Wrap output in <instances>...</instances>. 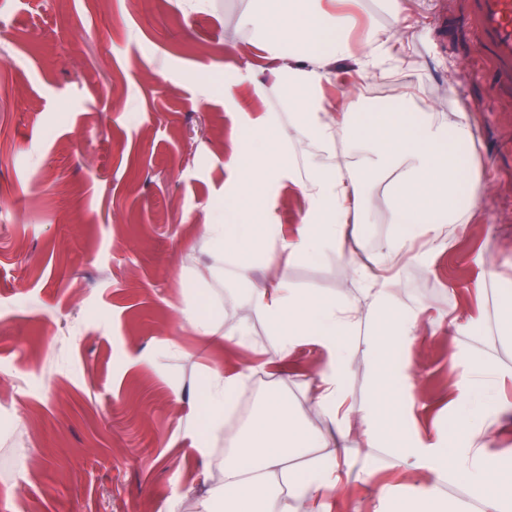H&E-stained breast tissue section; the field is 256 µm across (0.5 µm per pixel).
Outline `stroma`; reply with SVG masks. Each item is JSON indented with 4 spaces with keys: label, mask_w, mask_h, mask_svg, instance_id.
<instances>
[{
    "label": "stroma",
    "mask_w": 512,
    "mask_h": 512,
    "mask_svg": "<svg viewBox=\"0 0 512 512\" xmlns=\"http://www.w3.org/2000/svg\"><path fill=\"white\" fill-rule=\"evenodd\" d=\"M360 0L363 27L402 28L388 70L346 85L375 111L374 89L412 83L414 110L441 104L467 112L473 172L484 185L477 220L451 250L405 267L401 305L424 311L410 354L420 379L408 434L447 425L463 366L453 365L451 317L485 314L471 338L512 369L495 343L496 285L512 288V99L493 80L470 0ZM253 0H0V512H196L222 479L224 454L246 420L201 455L198 431L208 372L243 383L237 402L257 409L277 393L304 405L303 382L318 354L297 347L282 368L261 370L276 341L266 320L224 278L202 237L208 206L235 187L233 150L254 120L280 102L269 53L242 18ZM253 80L233 98L211 92L227 66ZM392 177L369 187V223L357 250L374 254L394 231ZM491 247L495 261L476 258ZM277 276L319 296L359 298L343 259L290 261ZM484 280L476 297L471 285ZM219 304L225 326L247 322L248 342L203 343L184 320L191 306ZM348 498L385 485L397 496L417 481L382 452L356 458Z\"/></svg>",
    "instance_id": "35a3bbf8"
}]
</instances>
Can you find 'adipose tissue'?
I'll list each match as a JSON object with an SVG mask.
<instances>
[{
    "mask_svg": "<svg viewBox=\"0 0 512 512\" xmlns=\"http://www.w3.org/2000/svg\"><path fill=\"white\" fill-rule=\"evenodd\" d=\"M355 0H262L243 19L271 47L277 63L271 95L286 99L283 118L262 116L252 128L246 153L230 162L243 172L224 204L203 218L207 243L246 284L248 305L263 315L279 336L276 356L286 360L296 346L324 353L325 361L305 382L311 414L330 425L327 433L308 429L302 415L281 396H271L256 414L255 429L224 456V481L211 486L201 512H330L331 499L347 488L341 477L350 445L379 449L406 470H429V487L405 502L382 488L373 506L353 512H512V469L492 460L494 417L502 388L512 383L504 370L480 352L458 348L455 357L468 367L450 403L454 423L433 437L398 443L394 427H407L413 414L418 379L412 359L373 369V384L386 377L401 385V413L389 424L376 398L355 403L346 379L356 354L348 338L365 323L375 332L366 342L371 358L393 343L414 345L423 333L419 311L400 307L397 273L412 261H425L452 246L457 232L471 223L484 187L463 154L473 141L467 113L437 106L410 110L412 87L394 90L395 109L372 112L351 93L335 103L320 90L336 62L350 58L356 73L369 77L394 55L400 30L367 29L361 52L349 33ZM395 173L389 197L394 233L376 258L354 249L358 225L369 218L368 186ZM295 185L306 202L291 232H283L269 192L280 179ZM336 251L346 257L360 297L309 296L279 278L253 282L247 256L283 254L289 260ZM240 385L239 376L216 368L209 373L204 440L224 430L225 411ZM450 484L467 486L463 499L445 497Z\"/></svg>",
    "mask_w": 512,
    "mask_h": 512,
    "instance_id": "adipose-tissue-1",
    "label": "adipose tissue"
}]
</instances>
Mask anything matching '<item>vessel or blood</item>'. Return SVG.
<instances>
[{
    "label": "vessel or blood",
    "mask_w": 512,
    "mask_h": 512,
    "mask_svg": "<svg viewBox=\"0 0 512 512\" xmlns=\"http://www.w3.org/2000/svg\"><path fill=\"white\" fill-rule=\"evenodd\" d=\"M481 40L495 60L500 94L512 96V0H471Z\"/></svg>",
    "instance_id": "1"
}]
</instances>
